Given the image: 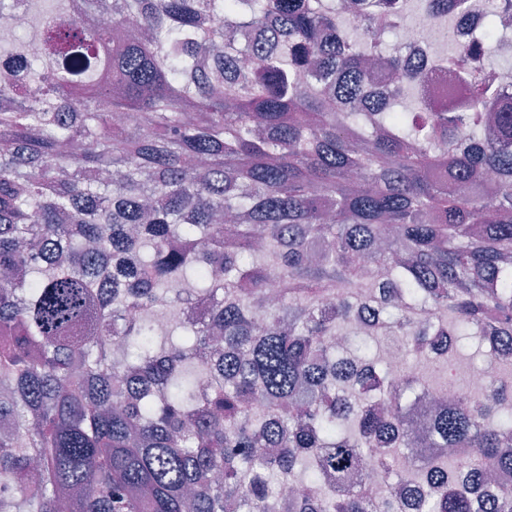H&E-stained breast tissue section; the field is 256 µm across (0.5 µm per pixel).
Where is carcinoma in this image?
Listing matches in <instances>:
<instances>
[{
	"instance_id": "cac0c4a2",
	"label": "carcinoma",
	"mask_w": 512,
	"mask_h": 512,
	"mask_svg": "<svg viewBox=\"0 0 512 512\" xmlns=\"http://www.w3.org/2000/svg\"><path fill=\"white\" fill-rule=\"evenodd\" d=\"M413 1L471 9L0 0V512H512V411L401 407L460 336L512 367V0L419 61ZM426 99L434 110H439L448 104V77L439 75L427 86Z\"/></svg>"
}]
</instances>
